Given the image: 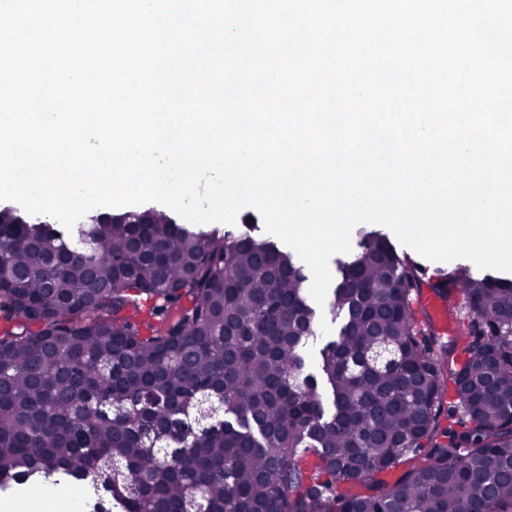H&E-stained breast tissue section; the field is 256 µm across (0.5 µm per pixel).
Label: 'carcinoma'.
<instances>
[{
  "mask_svg": "<svg viewBox=\"0 0 512 512\" xmlns=\"http://www.w3.org/2000/svg\"><path fill=\"white\" fill-rule=\"evenodd\" d=\"M319 352L269 239L163 210L68 230L0 209V493L89 512H512V280L424 279L375 231ZM459 334H440L423 288Z\"/></svg>",
  "mask_w": 512,
  "mask_h": 512,
  "instance_id": "carcinoma-1",
  "label": "carcinoma"
}]
</instances>
